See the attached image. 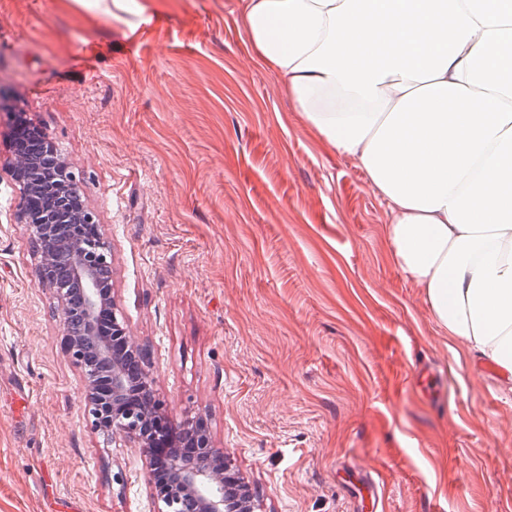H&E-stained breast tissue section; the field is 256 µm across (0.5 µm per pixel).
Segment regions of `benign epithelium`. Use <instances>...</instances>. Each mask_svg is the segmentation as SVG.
<instances>
[{
  "label": "benign epithelium",
  "mask_w": 512,
  "mask_h": 512,
  "mask_svg": "<svg viewBox=\"0 0 512 512\" xmlns=\"http://www.w3.org/2000/svg\"><path fill=\"white\" fill-rule=\"evenodd\" d=\"M11 175L40 200L33 209L21 206V219L38 247L40 282L61 304L66 352L83 373L91 429L121 435L139 449L162 504L158 512H257L253 494L239 489L230 457L211 448L198 421L175 422L149 374L135 371L148 353L118 317L110 244L75 194L65 161L35 137L15 153ZM209 485L221 494L203 493Z\"/></svg>",
  "instance_id": "benign-epithelium-1"
}]
</instances>
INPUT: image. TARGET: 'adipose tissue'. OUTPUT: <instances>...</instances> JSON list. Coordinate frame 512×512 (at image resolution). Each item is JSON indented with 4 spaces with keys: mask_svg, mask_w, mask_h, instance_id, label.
<instances>
[{
    "mask_svg": "<svg viewBox=\"0 0 512 512\" xmlns=\"http://www.w3.org/2000/svg\"><path fill=\"white\" fill-rule=\"evenodd\" d=\"M259 60L386 204L438 327L512 383V0H243Z\"/></svg>",
    "mask_w": 512,
    "mask_h": 512,
    "instance_id": "obj_1",
    "label": "adipose tissue"
}]
</instances>
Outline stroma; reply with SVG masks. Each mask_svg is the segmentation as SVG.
<instances>
[{"label":"stroma","instance_id":"stroma-1","mask_svg":"<svg viewBox=\"0 0 512 512\" xmlns=\"http://www.w3.org/2000/svg\"><path fill=\"white\" fill-rule=\"evenodd\" d=\"M24 113L112 249V295L177 421L261 512H512V388L437 327L385 204L295 112L240 0H0V512H157L93 432L10 173Z\"/></svg>","mask_w":512,"mask_h":512}]
</instances>
